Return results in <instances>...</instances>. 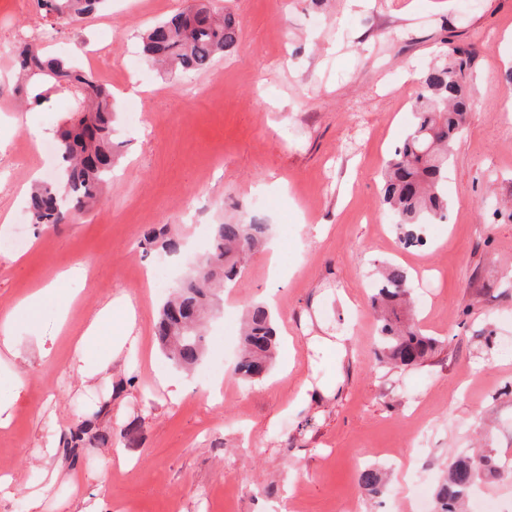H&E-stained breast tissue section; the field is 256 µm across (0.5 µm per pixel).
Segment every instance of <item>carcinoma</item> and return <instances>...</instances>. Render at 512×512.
<instances>
[{
  "mask_svg": "<svg viewBox=\"0 0 512 512\" xmlns=\"http://www.w3.org/2000/svg\"><path fill=\"white\" fill-rule=\"evenodd\" d=\"M56 23L82 21L104 0H37ZM239 26L230 13H219L211 0H195L187 10L155 24L142 36L143 54L176 78L209 69L216 58L233 50ZM15 91L27 103L41 105L53 91H68L76 107L58 125L59 156L56 179L36 185L27 202L30 223L57 226L75 213L104 204L103 191L118 156L115 142L112 91L92 73L65 60L45 55L42 45L24 42L16 50ZM471 55L452 49L450 61L427 64L412 102L414 121L387 163L381 179V205L406 245L423 244L420 228L448 218V164L453 146L464 131L472 107L467 84ZM272 225L256 213L237 221L210 225V246L195 269L174 285L172 298L158 311L156 333L165 357L178 367L192 368L204 357L206 337L198 329L203 311L213 307L212 290L233 282L250 255L262 246ZM142 245L166 258L181 253L182 239L154 228ZM415 282L399 265L385 263L379 271L371 308L377 314L380 364L408 367L422 363L436 348L437 339L425 334L409 317ZM278 348L273 313L263 304L248 306L242 328L241 354L235 373L245 381L264 377ZM102 405L60 439L65 452L87 443L105 442L109 435L97 425ZM503 465L491 448L463 453L448 464L435 493L436 512H463L475 487L501 475ZM360 488L382 493L384 476L377 467L358 471Z\"/></svg>",
  "mask_w": 512,
  "mask_h": 512,
  "instance_id": "1",
  "label": "carcinoma"
}]
</instances>
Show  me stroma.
<instances>
[{
    "mask_svg": "<svg viewBox=\"0 0 512 512\" xmlns=\"http://www.w3.org/2000/svg\"><path fill=\"white\" fill-rule=\"evenodd\" d=\"M191 2L112 0L56 27L36 0H0L7 53L39 27L48 53L67 44L85 70L111 80L122 144L103 208L34 229L24 198L34 180L53 178L40 148L75 100L57 92L20 106L12 71L0 70V240L25 244L0 250V314L61 271L88 270L70 329L59 328L53 297L37 326L17 322L20 356L0 360V381L16 392L0 428V475L16 490L0 512H35L29 492L53 470L58 480L36 512H81L88 502L100 512H393L397 498L409 512L418 483L465 449L488 443L512 463V354L503 347L512 338V114L500 109L512 100V0H477L469 11L460 0H221L239 20L235 50L173 80L147 61L139 36ZM106 36L110 56L91 60ZM452 47L471 54L475 104L448 171L450 216L407 248L381 209L380 174L412 124L420 71ZM22 136L35 151L20 167L12 157ZM246 206L275 232L204 320L207 359H224V394L212 404L197 373L159 347L156 257L139 241L151 225L186 238L189 257L169 264L177 276L202 255L205 228ZM272 253L289 257L277 279ZM384 260L419 280L417 318L438 341L414 367L375 365L369 286ZM122 291L137 308L140 353L94 382L72 364L76 333ZM255 302L274 307L281 349L267 376L247 382L233 365L243 309ZM37 338L49 358L34 353ZM167 380L182 386L180 398ZM104 402L98 425L110 444L73 459L58 452ZM368 464L387 471L380 495L357 485Z\"/></svg>",
    "mask_w": 512,
    "mask_h": 512,
    "instance_id": "stroma-1",
    "label": "stroma"
}]
</instances>
